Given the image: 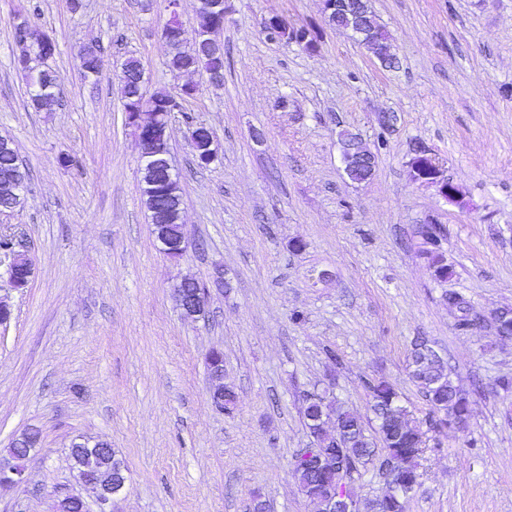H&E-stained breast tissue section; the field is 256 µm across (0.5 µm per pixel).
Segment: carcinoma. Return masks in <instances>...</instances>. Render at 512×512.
<instances>
[{"label":"carcinoma","instance_id":"1","mask_svg":"<svg viewBox=\"0 0 512 512\" xmlns=\"http://www.w3.org/2000/svg\"><path fill=\"white\" fill-rule=\"evenodd\" d=\"M23 32L33 38L34 49H39L38 39L42 32L26 19L16 24L13 38L19 39ZM165 65L170 72L181 73L199 68L200 63L195 49L182 46L169 48ZM122 68L130 78L128 82H121L124 107L127 108L133 102L132 95L137 92L131 79L138 75L141 66L135 58L129 57L122 63ZM24 76L31 83L29 99L37 110L40 108L36 101L38 91L53 93L58 74L51 71L39 86L32 84L33 77L29 73ZM23 177H28V172L18 163L16 148L6 135L0 138V201L11 181ZM158 203L168 207L164 212V223L171 225L174 235H179V212L183 205L181 186L158 196ZM426 234L434 236L436 241L424 248L422 255L436 278L446 280L448 266L443 264L442 253L437 247L441 229L430 227ZM414 346L416 350L411 355L409 375L431 410L441 414L438 425L451 427L466 421L470 415V401L455 384L447 362L426 339L415 341ZM366 389L369 411L375 422L372 434L362 417L341 405L328 402L322 396L305 402L304 424L313 437V448L309 449L313 459L307 461L302 457L296 460L291 473L301 493L312 502L317 505L334 503L336 512H344L343 507L347 504L357 503L353 486L362 478L376 452L381 451L386 461L394 464L396 479L366 503V512H405L407 498L419 485V459L426 451L424 432L411 423L410 411L400 403L392 384L383 379H369Z\"/></svg>","mask_w":512,"mask_h":512}]
</instances>
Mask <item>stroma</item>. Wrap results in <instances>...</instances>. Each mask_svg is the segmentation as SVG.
Instances as JSON below:
<instances>
[{
    "label": "stroma",
    "mask_w": 512,
    "mask_h": 512,
    "mask_svg": "<svg viewBox=\"0 0 512 512\" xmlns=\"http://www.w3.org/2000/svg\"><path fill=\"white\" fill-rule=\"evenodd\" d=\"M0 0V134L29 169L28 204L0 215L34 273L14 287L0 251V452L25 432L40 443L26 483L0 512H48L74 489L69 449L111 444L128 468L112 512H317L290 468L311 436L303 396L327 393L367 415L368 378H382L425 433L421 484L407 512H512V338L494 312L512 308V0H371L399 66L390 70L331 27L322 0H227L224 81L169 120L189 245L160 252L141 201L139 146L113 68L137 57L148 94H176L165 67V0ZM317 36L314 52L269 39L270 15ZM31 18L56 43L58 104L35 110L13 63L14 26ZM104 47L97 80L77 54ZM396 116L392 127L383 113ZM215 134L198 167L190 123ZM376 155L374 179L342 172V131ZM424 148L464 204L414 181ZM75 165H61L63 156ZM443 231L447 282L422 256L423 229ZM302 243L294 251V243ZM209 287L192 322L174 284ZM468 303L459 325L443 290ZM448 360L471 403L460 431L433 428L408 375L417 338ZM224 353L237 393L218 412L208 376Z\"/></svg>",
    "instance_id": "stroma-1"
}]
</instances>
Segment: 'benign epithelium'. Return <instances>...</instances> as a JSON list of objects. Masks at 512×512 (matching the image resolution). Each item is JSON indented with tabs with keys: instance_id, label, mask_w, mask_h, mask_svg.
Wrapping results in <instances>:
<instances>
[{
	"instance_id": "1",
	"label": "benign epithelium",
	"mask_w": 512,
	"mask_h": 512,
	"mask_svg": "<svg viewBox=\"0 0 512 512\" xmlns=\"http://www.w3.org/2000/svg\"><path fill=\"white\" fill-rule=\"evenodd\" d=\"M171 18L163 27L161 37L171 42L183 39V31L177 19L179 0H167ZM324 13L335 17V27L348 31L361 44L369 45L368 17L371 12L370 0H323ZM194 48L207 61V74L214 84L220 80L224 65V47L212 28L197 30ZM159 105L158 97L140 104L127 113L128 124L134 129V135L141 148L140 171L149 179L152 194L159 193V186L167 185L180 179L178 170L174 167L171 155L166 151L165 144L170 141L169 126L158 127L152 124L149 111ZM342 163L345 173L357 169L364 175V180L370 182L376 174V157L361 139L353 137L342 142ZM409 167L415 180L424 184L438 187L440 195L448 202L463 203L460 187L449 181L444 175V169L438 160L427 151L416 150L409 160ZM152 233L163 253L186 252L187 240L185 234H180L177 240H172L167 233V225H151ZM26 264L25 272L32 275V263L24 253L13 254L8 266L11 282L21 287L14 273L18 264ZM182 316L196 321L205 316L206 300L209 288L203 287L194 278H184L174 286ZM75 448L71 454L73 471L76 472L77 482L92 494L98 512H107L115 499L122 493L127 482V468L113 463L112 448L101 447L98 441L80 439L72 444ZM33 446L30 444V434L23 433L12 442L11 452L0 458V491L18 488L26 483V467ZM77 502L84 507L83 512H89V504L79 493H64L53 500L50 512H68L71 502Z\"/></svg>"
}]
</instances>
